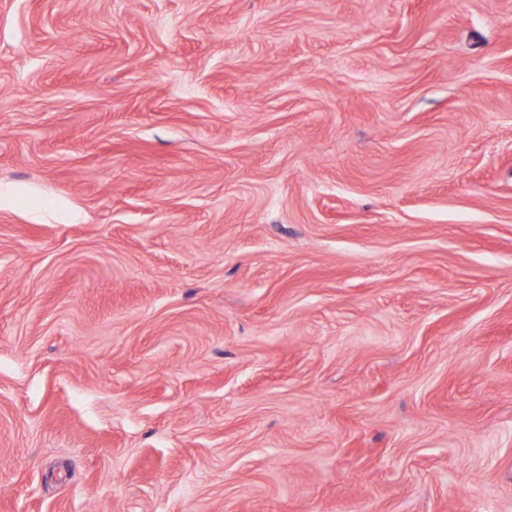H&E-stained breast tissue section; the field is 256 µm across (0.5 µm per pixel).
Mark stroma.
I'll use <instances>...</instances> for the list:
<instances>
[{
	"instance_id": "stroma-1",
	"label": "stroma",
	"mask_w": 512,
	"mask_h": 512,
	"mask_svg": "<svg viewBox=\"0 0 512 512\" xmlns=\"http://www.w3.org/2000/svg\"><path fill=\"white\" fill-rule=\"evenodd\" d=\"M0 512H512V0H0Z\"/></svg>"
}]
</instances>
